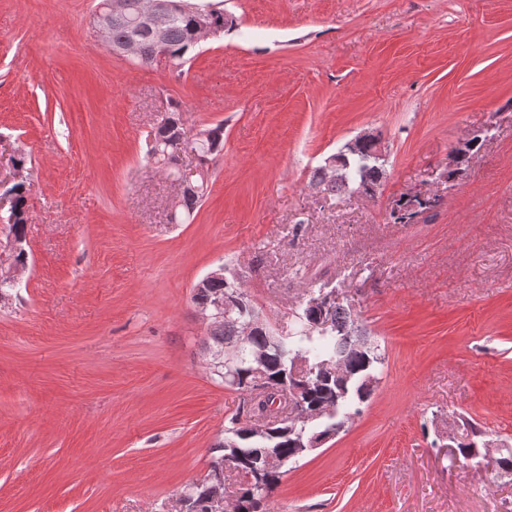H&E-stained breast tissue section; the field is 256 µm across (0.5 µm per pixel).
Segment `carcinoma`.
<instances>
[{
    "mask_svg": "<svg viewBox=\"0 0 512 512\" xmlns=\"http://www.w3.org/2000/svg\"><path fill=\"white\" fill-rule=\"evenodd\" d=\"M130 37V29L120 21L112 22L108 46L112 49L125 43ZM194 16L186 12L169 24L167 41L163 49H158L151 37L140 38L136 61L150 65L163 51L171 59L175 69H180L195 51ZM183 131L176 111H171L157 130L154 143L148 155L161 161L170 168L177 164L174 138ZM204 138L197 144L201 162L219 154L224 148V124L218 123L202 130ZM340 164L334 168L328 165L319 167L313 175L312 184L322 192H351L369 194L376 191L385 174L383 162L375 156V147L371 142H363L354 147L345 145L338 153ZM16 197L17 205L9 223V232L16 235L25 233L26 197L20 183L9 188ZM235 289L242 300L249 304L251 300L242 289L237 278L213 281L208 287L194 292L196 306L211 304L216 298L224 297V292ZM245 318L229 316L215 321L210 326L209 341L206 349L218 354L213 359L210 372L224 385H233L246 391L251 381L250 365L247 359L237 361L233 367L235 380L227 379L224 367V348L235 344L240 336ZM252 350L265 355V372L268 379L275 383L291 384L290 376L294 360L297 357L306 361L313 373L308 375V386L299 390L296 405L307 408L325 403L334 404L336 418L333 423L346 425L351 419V408L368 400L380 382V366L384 354L379 345L369 340L366 329L359 323L351 310L334 302L324 304L316 310L308 304L300 305L295 313L294 327L288 334L280 337L275 346L268 344L262 334H255ZM329 422L303 423L296 418H285L283 424L274 427L277 436L272 438L263 431L251 426L239 424V418L230 421L224 429V440L219 444V455L211 463L209 473L224 470L228 466L240 475H248L249 470L257 467L268 453H276L296 463L300 457L290 447V441L300 433L312 435L322 432ZM282 474H272L266 481L242 483L237 492V512H271V495L278 486ZM214 481L204 479L189 485L184 491L182 501L192 505L196 512H209L207 495Z\"/></svg>",
    "mask_w": 512,
    "mask_h": 512,
    "instance_id": "1",
    "label": "carcinoma"
}]
</instances>
